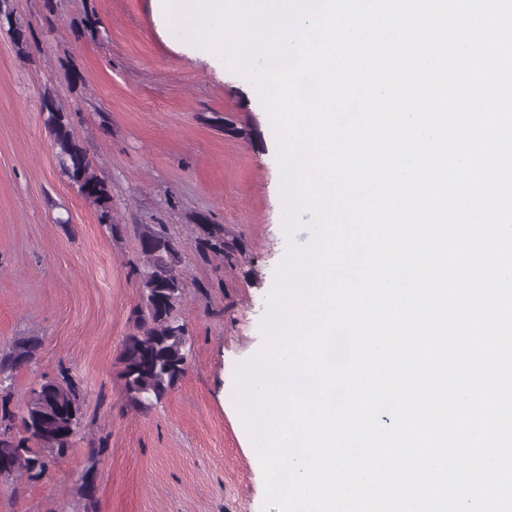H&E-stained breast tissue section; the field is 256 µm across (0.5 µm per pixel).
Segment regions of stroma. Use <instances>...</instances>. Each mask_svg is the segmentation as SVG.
<instances>
[{"mask_svg": "<svg viewBox=\"0 0 512 512\" xmlns=\"http://www.w3.org/2000/svg\"><path fill=\"white\" fill-rule=\"evenodd\" d=\"M26 55L0 30V348L41 340L9 408L68 375L82 393L72 448L35 481L0 482V512H278L233 401L237 364L263 345L260 320L289 242L276 140L253 84L175 40L158 0H12ZM112 188L111 227L62 176L44 92ZM176 241L179 316L192 358L154 408L130 407L122 343L140 290L139 236ZM221 230L224 252L207 250Z\"/></svg>", "mask_w": 512, "mask_h": 512, "instance_id": "35a3bbf8", "label": "stroma"}]
</instances>
